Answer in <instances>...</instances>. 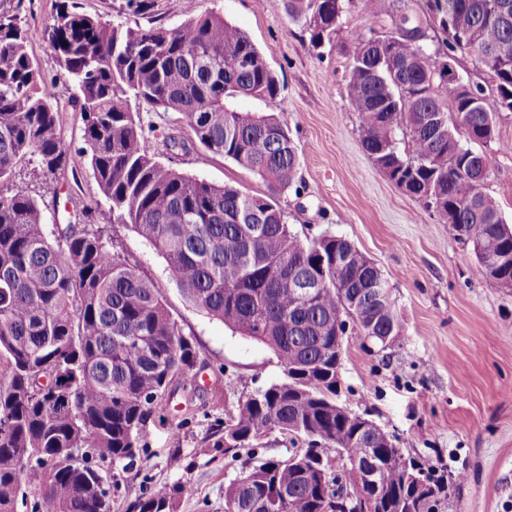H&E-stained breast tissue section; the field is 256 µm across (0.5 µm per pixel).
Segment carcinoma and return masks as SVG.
Here are the masks:
<instances>
[{"label": "carcinoma", "mask_w": 512, "mask_h": 512, "mask_svg": "<svg viewBox=\"0 0 512 512\" xmlns=\"http://www.w3.org/2000/svg\"><path fill=\"white\" fill-rule=\"evenodd\" d=\"M353 0H285L311 47L331 42ZM442 45L488 75L470 92L442 80L439 51L416 18L356 38L347 73L362 145L395 185L423 201L455 240L472 244L474 272L512 288V224L484 191L495 155L476 151L512 112V0H426ZM24 0H0V512H112L110 470L137 465L147 425L176 378L200 353L170 314L161 289L101 228L57 224L47 234L38 201L13 187L18 163L56 174L70 147L60 130L61 89L47 84L27 48ZM60 66L91 111L78 154L92 170L112 223L127 224L166 260L168 281L233 332L267 346L282 377L254 390L208 440L251 464L224 493V512H336L332 485L354 470L323 472L344 454L381 470L384 512H438L448 498L442 470L408 457L386 464L381 427L338 402L347 327L383 348L403 326L381 269L347 239H301L278 198L299 156L273 114L237 106L273 99L280 83L267 55L224 16L186 0L177 27H129L62 2L44 30ZM135 97L179 112L193 143L266 186L250 195L185 176L145 145ZM278 431L290 458H259ZM91 449L82 465L72 451ZM41 500L28 501L27 492ZM180 484L161 485L126 512H176Z\"/></svg>", "instance_id": "cac0c4a2"}]
</instances>
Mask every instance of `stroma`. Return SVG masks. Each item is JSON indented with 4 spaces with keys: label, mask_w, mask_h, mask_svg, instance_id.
Listing matches in <instances>:
<instances>
[{
    "label": "stroma",
    "mask_w": 512,
    "mask_h": 512,
    "mask_svg": "<svg viewBox=\"0 0 512 512\" xmlns=\"http://www.w3.org/2000/svg\"><path fill=\"white\" fill-rule=\"evenodd\" d=\"M59 0H26L28 51L46 81L65 85L44 27ZM82 12L143 28L175 27L184 0H154L149 12L132 0H77ZM244 31L265 51L280 92L272 99L244 98L240 107L272 113L287 124L300 166L293 187L279 198L291 229L301 238L329 231L353 243L381 269L403 318V335L383 349L362 333L344 338L341 400L376 422L406 454L448 473L445 512H512V289L473 273L471 249L437 223L422 201L397 188L362 147L344 71L354 41L390 28L372 0H355L331 44L312 49L284 0H199ZM149 149L163 138L178 148L163 160L178 172L214 185L231 184L259 194L260 179L191 142L180 113L134 100ZM512 113L498 122L490 143L496 167L485 190L512 222ZM15 183L39 203L43 222L65 224L83 207L93 223L136 261L165 296L167 307L201 352L184 381L174 382L166 404L148 423L147 446L137 467L119 472L112 512L143 490L183 483L176 512H224V492L245 465L207 441L227 413L255 389L278 378L281 368L264 345L232 332L197 309L166 277V262L128 226L113 223L89 166L76 153L64 171L43 175L22 161Z\"/></svg>",
    "instance_id": "35a3bbf8"
}]
</instances>
